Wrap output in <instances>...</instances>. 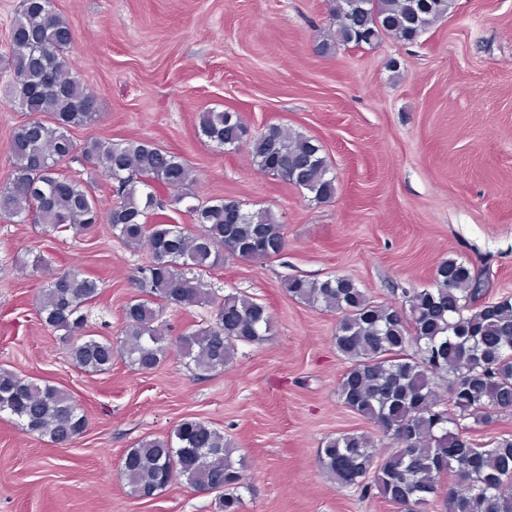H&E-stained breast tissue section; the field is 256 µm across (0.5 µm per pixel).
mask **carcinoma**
Masks as SVG:
<instances>
[{
	"label": "carcinoma",
	"mask_w": 512,
	"mask_h": 512,
	"mask_svg": "<svg viewBox=\"0 0 512 512\" xmlns=\"http://www.w3.org/2000/svg\"><path fill=\"white\" fill-rule=\"evenodd\" d=\"M453 8L454 0H333L335 40L356 46L384 37L414 43ZM73 41L52 0H23L11 30L8 93L27 111L48 114L51 122L31 119L13 135L0 215L29 211L51 231L76 234L104 218L127 247L148 248L151 261L141 269L143 296L123 309L119 341L83 334L86 310L100 297L102 283L78 272L52 279L39 300L41 321L66 331L68 353L85 371H108L120 355L149 372L169 348L155 326L154 304L212 305L213 321L183 333L178 346L195 370L218 371L232 362L238 345L265 340L270 315L244 294L216 301L200 287L198 275L224 264L226 253L249 261L280 256L286 247L282 225L270 211L246 210L235 199H198L185 163L147 140L77 143L70 130L96 120L97 98L71 68ZM197 132L219 147H248L260 172L308 191L316 201L335 193L321 146L305 135L277 125L253 134L239 113L214 110L199 114ZM78 155L112 182L114 201L105 212L88 183L58 172L60 163ZM160 187L168 193L165 202L158 198ZM167 207L189 215L195 229L165 222L158 212ZM283 288L308 305L341 314L333 340L348 367L338 394L377 431L325 442L319 463L331 483L364 492L375 488L405 512H426L439 496L445 512H512V435L476 445L459 431L467 419L480 426L512 414V298L483 300L479 275L453 258L439 263L431 287L404 289L398 303L376 302L339 275L287 277ZM2 412L26 432L61 447L73 444L88 426L69 392L4 369ZM377 437L389 440L390 451L377 452ZM233 454L223 431L189 418L172 434L144 438L127 449L121 475L140 499L159 495L183 477L199 490L217 493L219 512H241L233 490L242 484L243 470ZM446 478L459 490L443 496Z\"/></svg>",
	"instance_id": "carcinoma-1"
}]
</instances>
